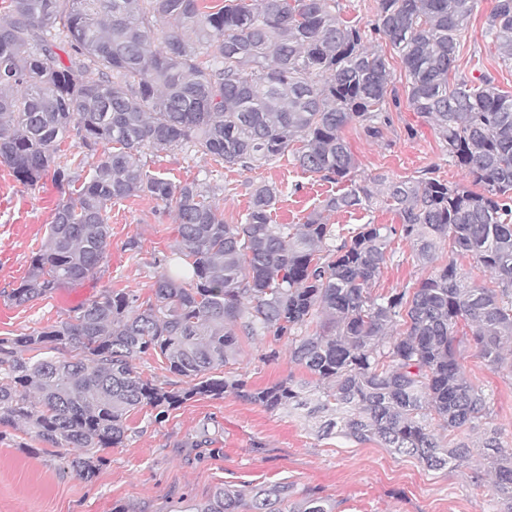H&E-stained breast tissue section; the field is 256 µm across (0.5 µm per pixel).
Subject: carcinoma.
Instances as JSON below:
<instances>
[{
    "instance_id": "1",
    "label": "carcinoma",
    "mask_w": 512,
    "mask_h": 512,
    "mask_svg": "<svg viewBox=\"0 0 512 512\" xmlns=\"http://www.w3.org/2000/svg\"><path fill=\"white\" fill-rule=\"evenodd\" d=\"M8 0L0 11V162L21 184L53 173L61 198L45 243L9 300L18 306L94 276L109 246L112 204L150 196L175 207L178 255L145 300L106 290L75 315L23 336L0 337V426L50 448H79L68 468L92 479L103 452L128 436L130 413L163 422L196 397H237L299 410L323 437L377 442L431 470L468 464L465 430L490 414L466 375L459 325L477 356L512 369V95L485 70L458 74L474 0H378L371 33L400 61L366 46L339 0ZM160 50L151 49L158 25ZM484 38L512 63V0H495ZM68 46V63L55 49ZM405 94L429 119L448 157L472 178L452 185L424 173L357 180L343 136L376 138ZM75 130L84 151L61 148ZM305 172L342 185L303 224H275L278 189L255 188L238 224H226L195 182L178 185L140 163L146 150L187 148L251 170L294 143ZM384 206L399 226L364 224L338 238L325 212ZM418 265L440 245L495 273L477 285L453 261L409 289L375 293L392 237ZM325 318L323 331H305ZM273 335L308 379L251 389L224 371L240 337ZM57 352L26 359L25 351ZM153 353L189 379L167 390L136 370ZM437 419L450 437L431 430ZM480 447L490 485L512 512V450L488 432ZM327 498L286 483L246 492L226 485L173 512H334Z\"/></svg>"
}]
</instances>
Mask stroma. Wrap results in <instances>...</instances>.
Wrapping results in <instances>:
<instances>
[{
	"instance_id": "obj_1",
	"label": "stroma",
	"mask_w": 512,
	"mask_h": 512,
	"mask_svg": "<svg viewBox=\"0 0 512 512\" xmlns=\"http://www.w3.org/2000/svg\"><path fill=\"white\" fill-rule=\"evenodd\" d=\"M494 0H476L459 71L495 74L501 89L512 93V67L502 68L485 49L483 24ZM482 46L480 62L470 59ZM392 123L372 139L359 125L345 128L361 178L385 174L418 177L428 170L448 183L470 178L448 156L432 124L400 103L390 112ZM147 170L175 183L197 181L210 191L211 202L226 223L240 222L256 186L279 190L274 223L301 224L336 184L303 172L292 153L254 170L228 169L184 149L147 153ZM60 192L52 177L25 186L0 163V336L30 334L55 324L106 289L148 297L162 272L163 261L178 251L176 214L148 196L113 205L107 213L110 245L93 278L58 289L52 297L16 306L8 298L26 275L30 258L47 236ZM411 245L394 239L376 283V292L399 290L427 278ZM471 382L482 391L506 448H512V372L495 370L464 348ZM248 386L263 388L304 370L291 363L287 340L270 336L244 338L232 366ZM124 443L105 453L98 476L87 481L64 467L58 455L38 450L30 434L8 430L0 439V512H170L177 502L202 501L215 488L240 489L274 483L293 486L296 494L313 492L336 504V512H503L487 482L473 478L485 468L472 466L430 470L416 459L395 454L377 443H354L317 436L311 422L287 410L270 411L227 393L197 397L172 410L161 423L149 411L131 415Z\"/></svg>"
}]
</instances>
